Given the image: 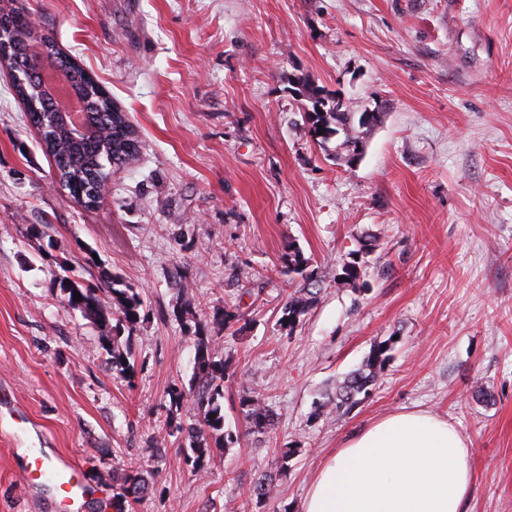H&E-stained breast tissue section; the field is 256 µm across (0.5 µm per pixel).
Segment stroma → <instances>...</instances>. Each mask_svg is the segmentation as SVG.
I'll return each instance as SVG.
<instances>
[{"instance_id":"obj_1","label":"stroma","mask_w":512,"mask_h":512,"mask_svg":"<svg viewBox=\"0 0 512 512\" xmlns=\"http://www.w3.org/2000/svg\"><path fill=\"white\" fill-rule=\"evenodd\" d=\"M38 33L106 88L140 141L97 208L80 207L0 69V512H58L19 478L27 453L87 464L109 492L138 471L126 512H302L312 475L353 432L423 410L467 439L468 512H512V0H17ZM380 120L356 166L318 145L297 81ZM375 236L365 274L337 283ZM321 291L294 331L301 278ZM138 288L143 319L107 365L101 329L64 303V265ZM188 289L226 362L237 442L192 474ZM238 309L232 328L214 315ZM389 359L348 414L316 407L375 344ZM259 396L272 429L251 433ZM295 455L282 462L280 450ZM287 464L257 500L260 473ZM285 264L288 268V274L299 275L304 282L311 281L308 285H315L318 282L314 277V270L310 273L307 272V259L299 250L289 248L288 254L285 255ZM312 289L303 287L295 292L294 295H288L280 318V325L284 328L288 327L289 332L299 325L303 315L312 306L315 295H317V292H314ZM285 321H288V325H285Z\"/></svg>"}]
</instances>
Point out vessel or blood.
Listing matches in <instances>:
<instances>
[{"label": "vessel or blood", "mask_w": 512, "mask_h": 512, "mask_svg": "<svg viewBox=\"0 0 512 512\" xmlns=\"http://www.w3.org/2000/svg\"><path fill=\"white\" fill-rule=\"evenodd\" d=\"M20 477L27 486H50L60 512H85L105 490L101 482L84 473L77 460L62 459L51 464L40 452L28 456Z\"/></svg>", "instance_id": "1"}]
</instances>
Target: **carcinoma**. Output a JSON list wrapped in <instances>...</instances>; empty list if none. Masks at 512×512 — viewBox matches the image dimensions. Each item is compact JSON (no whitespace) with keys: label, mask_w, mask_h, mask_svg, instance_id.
I'll return each instance as SVG.
<instances>
[{"label":"carcinoma","mask_w":512,"mask_h":512,"mask_svg":"<svg viewBox=\"0 0 512 512\" xmlns=\"http://www.w3.org/2000/svg\"><path fill=\"white\" fill-rule=\"evenodd\" d=\"M35 44L49 55L55 56L58 53L57 44L51 34H44L35 40L24 31L17 32L16 48L28 50ZM75 85L90 98L92 109L88 120L96 134L77 142L69 136L66 129L49 126L42 134L41 141L43 149L55 161L61 186L68 190L77 205L89 208L102 203L107 195L112 159L120 160L124 166L131 164L139 153L140 144L126 114L114 111L112 99L102 94L99 85L81 74L78 75ZM319 93L320 89L304 85V95L312 101V111L306 113L309 133L320 139L322 144L332 137L337 138L336 151L342 153L345 163L348 164L358 145L365 143L373 125L363 123L356 112H339L326 105L317 98ZM16 95L27 108L42 106L41 93L31 86L16 88ZM319 108L322 109L320 113L317 112ZM320 129L324 133H318ZM285 264L288 273L299 275L303 281H309L313 285L317 283L314 273L307 272V259L299 250L288 248ZM361 268L362 263L355 253L351 260L342 264L339 278L345 283L354 284L360 278ZM60 287L67 306L80 311L84 318L95 324L106 320L108 315L99 292L106 290L112 294L114 315L117 316L116 325L112 327L115 334L100 337L101 345L109 355L112 369L121 374L131 370V365L127 364L128 353L120 350L118 339L120 330L132 331L141 320L143 299L140 293L107 271L103 272L96 284L86 285L74 277L69 279V283L60 284ZM76 292L81 295L79 301L74 300ZM315 295L316 292L305 287L293 295H288L280 325H288V332H293L312 306ZM195 334V377L202 381V391L195 398L200 421L188 429L189 444L180 449V453L192 472L201 473L207 469L217 450L226 447L234 437L231 433L224 432V359L219 357L215 346L210 343V338L202 335L198 325L195 326ZM388 350L385 342L374 347L364 365L337 385L336 398L321 404L318 412L323 413L327 409L342 414L350 412L359 403L358 396L368 393V388L377 377L378 368L387 360ZM242 406L246 407L250 431L262 434L270 429L271 415L258 398H245ZM278 480L277 473L263 476L255 484L253 495L259 499L269 496L276 490ZM120 489L121 492L113 497V507L116 512H125L129 500H139L147 492L148 486L138 472L131 471L121 478Z\"/></svg>","instance_id":"carcinoma-1"}]
</instances>
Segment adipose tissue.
I'll use <instances>...</instances> for the list:
<instances>
[{"instance_id":"ef3b65f1","label":"adipose tissue","mask_w":512,"mask_h":512,"mask_svg":"<svg viewBox=\"0 0 512 512\" xmlns=\"http://www.w3.org/2000/svg\"><path fill=\"white\" fill-rule=\"evenodd\" d=\"M473 473L466 438L425 411L355 432L315 473L303 512H465Z\"/></svg>"}]
</instances>
